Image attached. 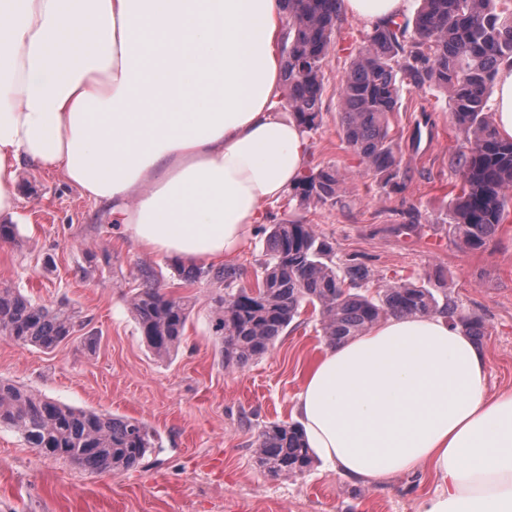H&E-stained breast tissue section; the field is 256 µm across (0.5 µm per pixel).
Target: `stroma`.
<instances>
[{"instance_id": "1", "label": "stroma", "mask_w": 512, "mask_h": 512, "mask_svg": "<svg viewBox=\"0 0 512 512\" xmlns=\"http://www.w3.org/2000/svg\"><path fill=\"white\" fill-rule=\"evenodd\" d=\"M346 60L338 50L326 60L309 161L313 170L347 173L343 202L294 209L280 200L268 206L267 224L314 225L338 259L372 271L370 294L395 282L423 285L480 321L488 391L512 389V219L485 248L457 246L447 213L461 186L455 159L466 145L445 98L428 89L404 90L391 118L402 190L390 192L365 172L340 129L336 88ZM427 115L429 140L411 149ZM19 183V237L0 241V288L47 305L68 301L89 319L95 344L86 346L80 333L48 353L0 337V377L69 406L143 420L162 447L137 469L92 473L0 429V512H417L434 492L425 469L380 487L340 477L318 460L300 473L269 475L255 441L265 425L296 420L295 396L325 346L316 318L303 313L262 358L225 369L213 329L223 286L186 283L175 264L140 251L60 171L25 168ZM144 267L157 271L161 292L195 302L184 341L167 361L147 348L129 310Z\"/></svg>"}]
</instances>
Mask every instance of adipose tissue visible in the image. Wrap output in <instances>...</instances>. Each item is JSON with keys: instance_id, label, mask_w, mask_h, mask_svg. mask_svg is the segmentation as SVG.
Masks as SVG:
<instances>
[{"instance_id": "ef3b65f1", "label": "adipose tissue", "mask_w": 512, "mask_h": 512, "mask_svg": "<svg viewBox=\"0 0 512 512\" xmlns=\"http://www.w3.org/2000/svg\"><path fill=\"white\" fill-rule=\"evenodd\" d=\"M409 0H342L375 29ZM281 0H0V223L22 168L59 170L127 237L182 264L236 255L305 175ZM512 138V66L492 102ZM444 315L391 316L327 347L296 395L313 456L382 485L430 468L420 512H512V390Z\"/></svg>"}]
</instances>
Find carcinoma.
Instances as JSON below:
<instances>
[{"label": "carcinoma", "mask_w": 512, "mask_h": 512, "mask_svg": "<svg viewBox=\"0 0 512 512\" xmlns=\"http://www.w3.org/2000/svg\"><path fill=\"white\" fill-rule=\"evenodd\" d=\"M283 2L288 107L310 133L322 120L323 67L341 33V0ZM506 62L512 63V0H421L413 22L392 21L364 34L336 91L344 140L365 170L384 177L396 191L401 158L389 115L397 111L403 85L448 96L451 120L467 144L456 158L462 186L449 221L464 249L484 247L512 206V140L499 136L489 106L498 66ZM346 180L337 169L311 170L288 192V201L299 208L338 204ZM141 279L129 308L147 347L167 359L182 343L193 305L162 293L152 268H142ZM202 279L224 283L215 332L226 369L263 357L307 310L317 315L329 345L359 336L390 316L446 314L469 335H485L480 322L439 304L422 286L396 282L375 297L368 295L371 271L336 261L333 243L298 220L271 225L255 287L238 285L241 273L233 266L194 267L185 276L187 282ZM87 325L66 301L49 306L18 288L0 289L1 338L53 351ZM1 428L19 433L44 456L94 472L137 468L161 447L157 431L138 419L73 408L3 379ZM255 454L272 476L301 472L313 461L300 426L287 422L265 427Z\"/></svg>", "instance_id": "obj_1"}]
</instances>
